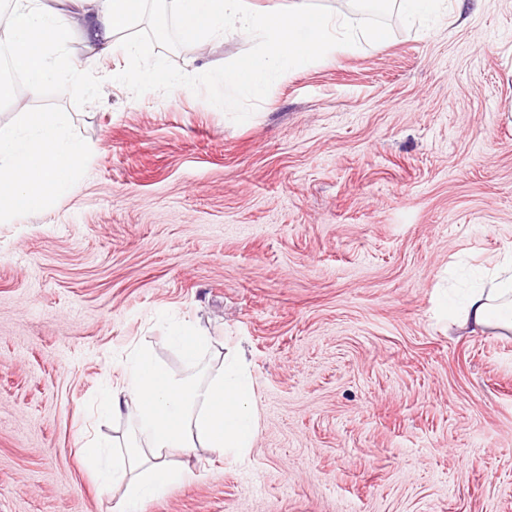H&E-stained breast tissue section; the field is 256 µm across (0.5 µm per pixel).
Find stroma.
Here are the masks:
<instances>
[{"label": "stroma", "mask_w": 512, "mask_h": 512, "mask_svg": "<svg viewBox=\"0 0 512 512\" xmlns=\"http://www.w3.org/2000/svg\"><path fill=\"white\" fill-rule=\"evenodd\" d=\"M289 73L244 123L80 30L38 91L0 69V128L58 112L85 152L72 188L0 221V512H112L83 455L126 353L185 318L250 363L247 461L209 451L144 512H512V335L445 305L512 253V0ZM226 36L157 47L197 75Z\"/></svg>", "instance_id": "1"}]
</instances>
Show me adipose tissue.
<instances>
[{
	"label": "adipose tissue",
	"mask_w": 512,
	"mask_h": 512,
	"mask_svg": "<svg viewBox=\"0 0 512 512\" xmlns=\"http://www.w3.org/2000/svg\"><path fill=\"white\" fill-rule=\"evenodd\" d=\"M69 2L81 31L101 49L121 45L139 60L141 86H178V79L146 63L128 31L144 12V0H9L0 40L10 49L8 67L39 89L53 77L48 53L68 39L62 2ZM84 148L70 140L55 112H28L18 127L0 129V212L40 209L48 197L68 188ZM458 327L512 332V266H502L491 287L472 289L460 306ZM130 408L133 435L113 451L97 447L85 455L104 478L124 483L116 512H143L146 501L171 485L192 482L185 467L169 464L172 455L217 452L230 462L245 461L255 445L259 417L250 371L243 354L227 350L223 361L201 380L176 377L146 348L133 347L123 375L104 398L106 409Z\"/></svg>",
	"instance_id": "adipose-tissue-1"
}]
</instances>
